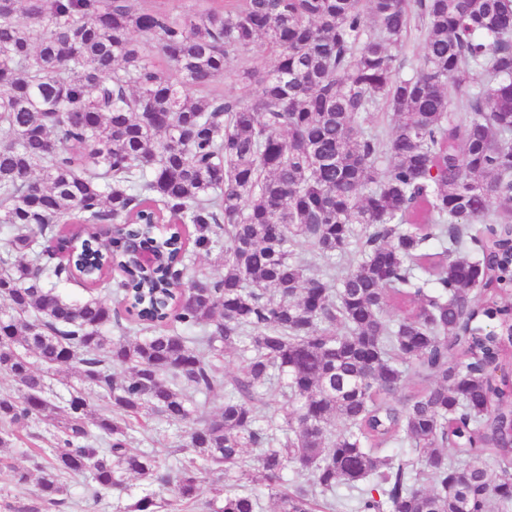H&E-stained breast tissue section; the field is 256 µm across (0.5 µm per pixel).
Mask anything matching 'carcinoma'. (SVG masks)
Segmentation results:
<instances>
[{
  "instance_id": "carcinoma-1",
  "label": "carcinoma",
  "mask_w": 512,
  "mask_h": 512,
  "mask_svg": "<svg viewBox=\"0 0 512 512\" xmlns=\"http://www.w3.org/2000/svg\"><path fill=\"white\" fill-rule=\"evenodd\" d=\"M257 45L274 63L245 68L240 96L191 95ZM375 112L389 123L363 129ZM0 128V373L17 384L0 448L36 424L60 445L36 503L7 512H48L85 471L96 493L139 480L123 512H160L170 482L190 512L216 473L211 512H259L261 487L276 512H512V0H0ZM170 217L193 235L157 234ZM124 223L165 267L93 239ZM58 225L85 287L123 268L126 316L47 287L71 279L39 250ZM71 363L80 387L58 396L50 372ZM413 378L427 387L398 399ZM151 419L186 427L173 473L130 448Z\"/></svg>"
}]
</instances>
